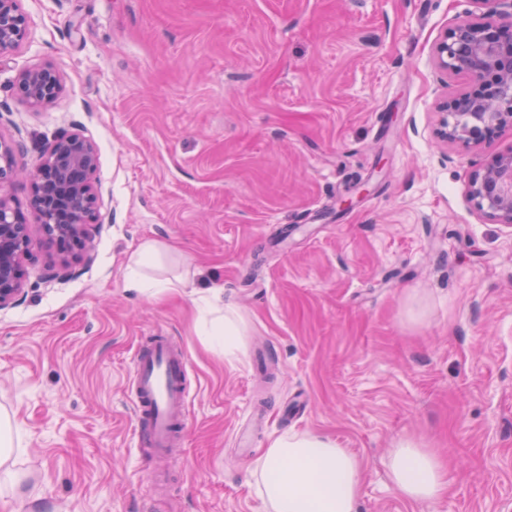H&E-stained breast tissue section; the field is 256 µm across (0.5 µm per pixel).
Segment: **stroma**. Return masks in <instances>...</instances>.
I'll return each mask as SVG.
<instances>
[{
	"label": "stroma",
	"mask_w": 512,
	"mask_h": 512,
	"mask_svg": "<svg viewBox=\"0 0 512 512\" xmlns=\"http://www.w3.org/2000/svg\"><path fill=\"white\" fill-rule=\"evenodd\" d=\"M19 5L0 139L24 170L59 131L92 141L102 224L91 263L49 284L57 247L30 225L25 295L0 310V512H266L253 470L287 432L362 462L358 512H512V228L468 200L512 129L471 148L435 136L438 104L470 80L434 47L479 20L471 0ZM41 66L63 85L43 108L15 87ZM147 239L178 250L160 274L192 287L126 291ZM228 303L232 356L206 338ZM153 335L190 364L161 495L129 392ZM406 439L449 466L434 503L391 483Z\"/></svg>",
	"instance_id": "stroma-1"
}]
</instances>
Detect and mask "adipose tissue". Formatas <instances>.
<instances>
[{
	"label": "adipose tissue",
	"instance_id": "obj_1",
	"mask_svg": "<svg viewBox=\"0 0 512 512\" xmlns=\"http://www.w3.org/2000/svg\"><path fill=\"white\" fill-rule=\"evenodd\" d=\"M159 241L142 242L125 279L126 288L163 295L175 290L170 280L148 278L143 267L168 252ZM258 496L270 512H356L361 464L346 449L313 434L285 433L274 438L257 462ZM390 477L405 498L428 504L440 498L447 474L438 458L409 442L392 453Z\"/></svg>",
	"mask_w": 512,
	"mask_h": 512
}]
</instances>
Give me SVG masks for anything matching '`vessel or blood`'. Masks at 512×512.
Masks as SVG:
<instances>
[{"label": "vessel or blood", "instance_id": "1", "mask_svg": "<svg viewBox=\"0 0 512 512\" xmlns=\"http://www.w3.org/2000/svg\"><path fill=\"white\" fill-rule=\"evenodd\" d=\"M188 359L167 337H154L134 357L131 374L136 432L151 450L157 486H164L174 456L176 430L185 426L189 387Z\"/></svg>", "mask_w": 512, "mask_h": 512}]
</instances>
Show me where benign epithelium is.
Wrapping results in <instances>:
<instances>
[{"label": "benign epithelium", "mask_w": 512, "mask_h": 512, "mask_svg": "<svg viewBox=\"0 0 512 512\" xmlns=\"http://www.w3.org/2000/svg\"><path fill=\"white\" fill-rule=\"evenodd\" d=\"M20 0H0V54L27 37L29 19ZM482 21L460 22L435 46L439 67L464 72L470 90L443 102L437 112L436 136L466 147L489 140L512 127V30L497 23L512 0H470ZM17 90L32 106L53 103L62 86L54 69H26L17 77ZM98 153L77 133H59L43 160L27 173L31 209L46 237L62 255L61 268L90 258L92 228L101 223L98 211ZM19 172L15 148L0 139V310L17 304L25 293L24 260L33 242L29 224L14 206L11 185ZM469 201L479 213L512 228V154L499 155L476 173Z\"/></svg>", "instance_id": "1"}]
</instances>
